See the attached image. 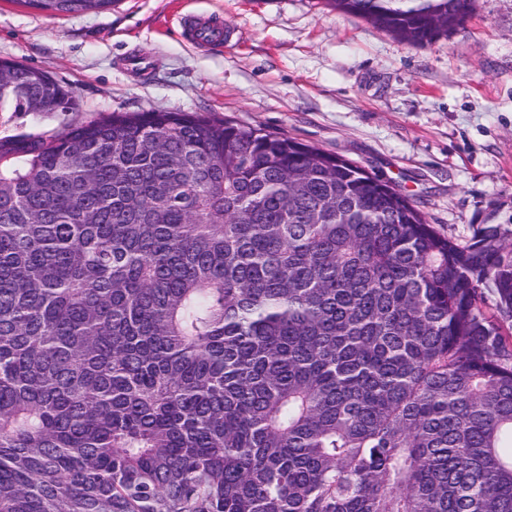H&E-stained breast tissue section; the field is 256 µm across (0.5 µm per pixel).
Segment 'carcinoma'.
Here are the masks:
<instances>
[{"instance_id": "carcinoma-1", "label": "carcinoma", "mask_w": 512, "mask_h": 512, "mask_svg": "<svg viewBox=\"0 0 512 512\" xmlns=\"http://www.w3.org/2000/svg\"><path fill=\"white\" fill-rule=\"evenodd\" d=\"M326 2L414 45L471 5ZM0 512H512V226L200 113L0 138Z\"/></svg>"}]
</instances>
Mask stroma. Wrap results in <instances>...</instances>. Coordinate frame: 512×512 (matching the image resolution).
<instances>
[{
	"instance_id": "obj_1",
	"label": "stroma",
	"mask_w": 512,
	"mask_h": 512,
	"mask_svg": "<svg viewBox=\"0 0 512 512\" xmlns=\"http://www.w3.org/2000/svg\"><path fill=\"white\" fill-rule=\"evenodd\" d=\"M220 21L224 42L186 28ZM0 60L43 70L75 112L0 113V137L112 112H202L284 133L390 182L441 231L512 225V0L412 45L325 0H119L49 15L0 0Z\"/></svg>"
}]
</instances>
